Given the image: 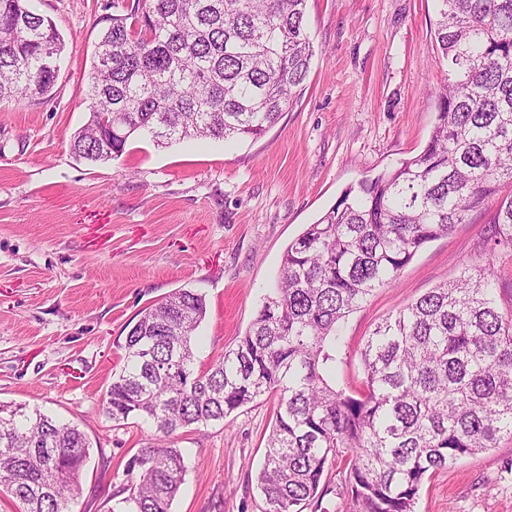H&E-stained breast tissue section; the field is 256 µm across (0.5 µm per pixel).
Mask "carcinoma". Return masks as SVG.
I'll return each instance as SVG.
<instances>
[{
	"instance_id": "cac0c4a2",
	"label": "carcinoma",
	"mask_w": 512,
	"mask_h": 512,
	"mask_svg": "<svg viewBox=\"0 0 512 512\" xmlns=\"http://www.w3.org/2000/svg\"><path fill=\"white\" fill-rule=\"evenodd\" d=\"M307 0H121L102 18L70 149L90 164L122 155L136 133L158 147L255 138L307 79ZM443 82L421 153L345 191L285 249L277 287L218 363L196 369L205 298L177 290L141 311L124 365L99 399L115 423L137 418L152 443L128 461L117 512H170L184 481L177 431L265 396L276 402L258 475L264 512H415L434 471L512 439V308L498 278L465 265L453 281L379 323L360 357L362 389L336 387L341 323L392 287L420 248L448 235L512 184V0H439ZM64 40L26 0H0V102L49 94L45 66ZM494 245L512 252V194ZM90 442L24 404L0 403V493L18 512H73ZM337 469L340 482L326 476Z\"/></svg>"
}]
</instances>
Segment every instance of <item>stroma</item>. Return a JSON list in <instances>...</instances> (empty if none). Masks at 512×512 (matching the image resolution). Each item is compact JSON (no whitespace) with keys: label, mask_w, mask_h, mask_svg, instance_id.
<instances>
[{"label":"stroma","mask_w":512,"mask_h":512,"mask_svg":"<svg viewBox=\"0 0 512 512\" xmlns=\"http://www.w3.org/2000/svg\"><path fill=\"white\" fill-rule=\"evenodd\" d=\"M65 42L50 95L0 102V402L23 403L91 442L75 512H110L129 459L151 435L97 410L140 312L188 289L205 297L197 364L235 347L274 288L282 255L348 188L426 146L442 79L437 0H307L314 47L293 107L255 139L139 135L90 165L70 142L88 120L86 83L112 0H28ZM500 197L425 244L391 288L342 326L336 383L361 387L360 350L377 323L464 263L494 267L512 306V256L494 250ZM274 404L181 430L187 473L171 512H263L257 474ZM415 512H512V441L426 479Z\"/></svg>","instance_id":"1"}]
</instances>
